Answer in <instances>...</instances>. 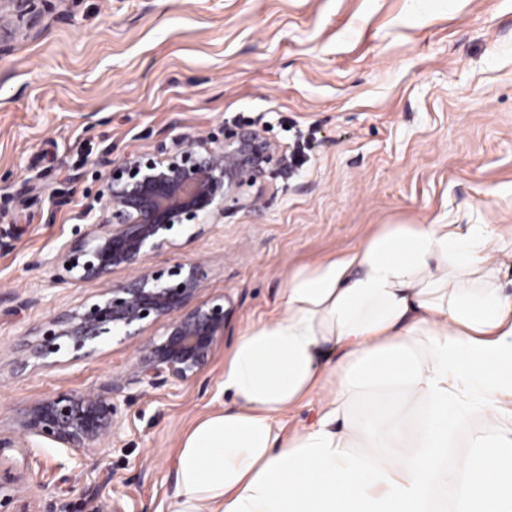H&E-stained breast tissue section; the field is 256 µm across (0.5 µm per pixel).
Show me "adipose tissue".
I'll list each match as a JSON object with an SVG mask.
<instances>
[{
	"mask_svg": "<svg viewBox=\"0 0 512 512\" xmlns=\"http://www.w3.org/2000/svg\"><path fill=\"white\" fill-rule=\"evenodd\" d=\"M510 267L491 225L389 224L295 271L224 363L229 404L183 437L173 512H512ZM474 413L497 427L449 465ZM320 398L316 396L301 408L286 414L282 418L284 433L288 435L316 424L320 416Z\"/></svg>",
	"mask_w": 512,
	"mask_h": 512,
	"instance_id": "1",
	"label": "adipose tissue"
}]
</instances>
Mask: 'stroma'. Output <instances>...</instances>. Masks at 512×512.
I'll list each match as a JSON object with an SVG mask.
<instances>
[{"mask_svg": "<svg viewBox=\"0 0 512 512\" xmlns=\"http://www.w3.org/2000/svg\"><path fill=\"white\" fill-rule=\"evenodd\" d=\"M0 35V435L35 402L131 372L149 337L25 373L18 348L97 294L53 259L82 238L113 162L255 125L306 163L145 267L203 260L224 338L188 384L125 392L104 444L8 450L28 512H171L177 452L222 410L224 362L272 319L299 268L386 224H496L512 233V0H40Z\"/></svg>", "mask_w": 512, "mask_h": 512, "instance_id": "1", "label": "stroma"}]
</instances>
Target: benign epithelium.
Segmentation results:
<instances>
[{
	"label": "benign epithelium",
	"mask_w": 512,
	"mask_h": 512,
	"mask_svg": "<svg viewBox=\"0 0 512 512\" xmlns=\"http://www.w3.org/2000/svg\"><path fill=\"white\" fill-rule=\"evenodd\" d=\"M12 14L0 12V30L32 26L41 18L35 0H15ZM287 170L286 153L254 127L227 128L224 141L196 137L176 151L160 145L150 153L112 164L101 194L105 218L92 212L86 235L62 244L56 262L60 280H95L102 288L94 299L55 315L27 345L16 367L54 368L92 356L106 341L131 339L149 325L161 333L145 347L132 372L97 392L59 393L33 405L19 422V436L0 437V451L29 447L39 438L56 448H94L117 425L119 399L132 384L147 388L192 382L224 339L230 309L224 296L200 298L205 269L200 260L178 261L149 270L144 258L176 247V228L200 226L229 210H251L257 197L245 188L262 185ZM121 268L132 275L121 284L109 280ZM19 478L0 468V507L20 498Z\"/></svg>",
	"instance_id": "obj_1"
}]
</instances>
